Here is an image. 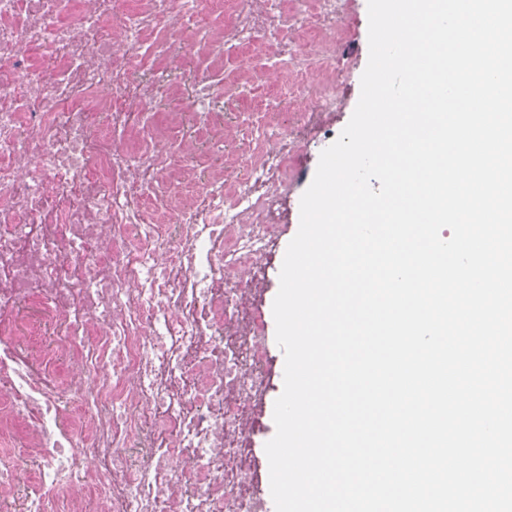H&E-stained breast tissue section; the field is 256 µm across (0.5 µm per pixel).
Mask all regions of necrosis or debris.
I'll return each mask as SVG.
<instances>
[{"mask_svg": "<svg viewBox=\"0 0 512 512\" xmlns=\"http://www.w3.org/2000/svg\"><path fill=\"white\" fill-rule=\"evenodd\" d=\"M282 2L0 0V497L20 512H265L259 301L352 0ZM189 41L212 67L187 85L156 63ZM261 43L296 125L224 119V50Z\"/></svg>", "mask_w": 512, "mask_h": 512, "instance_id": "4bbe7bcc", "label": "necrosis or debris"}]
</instances>
